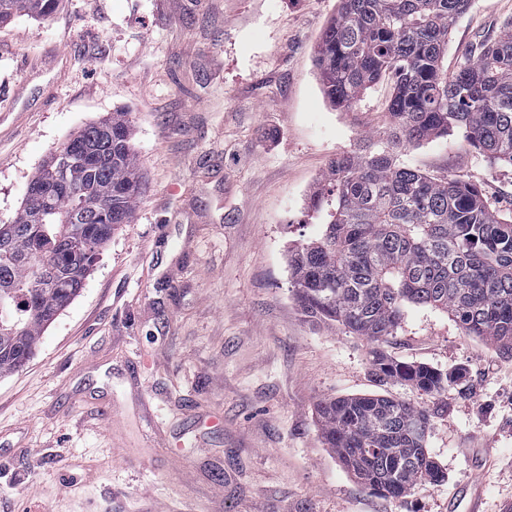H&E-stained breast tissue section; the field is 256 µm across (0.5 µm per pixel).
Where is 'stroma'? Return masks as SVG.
<instances>
[{
    "label": "stroma",
    "mask_w": 512,
    "mask_h": 512,
    "mask_svg": "<svg viewBox=\"0 0 512 512\" xmlns=\"http://www.w3.org/2000/svg\"><path fill=\"white\" fill-rule=\"evenodd\" d=\"M336 0H59L0 24V224L40 166L91 123L126 113L143 182L132 223L79 295L0 375V512H512V351L413 305L394 360L463 369L428 394L378 386L365 337L311 322L289 241L317 235L309 198L336 153L387 123L390 81L347 112L314 51ZM512 19L472 0L449 69ZM512 208V169L453 133L402 150ZM430 414L444 479L398 499L326 448L324 400L375 392Z\"/></svg>",
    "instance_id": "obj_1"
}]
</instances>
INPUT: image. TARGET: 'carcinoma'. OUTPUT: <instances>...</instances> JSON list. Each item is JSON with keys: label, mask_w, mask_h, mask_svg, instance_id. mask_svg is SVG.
Instances as JSON below:
<instances>
[{"label": "carcinoma", "mask_w": 512, "mask_h": 512, "mask_svg": "<svg viewBox=\"0 0 512 512\" xmlns=\"http://www.w3.org/2000/svg\"><path fill=\"white\" fill-rule=\"evenodd\" d=\"M58 0H0V22L49 15ZM472 0H338L315 67L323 94L351 110L394 79L383 136L332 159L311 205L322 234L288 250L302 313L365 337L381 385L438 393L463 372L393 361L376 345L396 334L408 304L448 313L467 336L512 349V208L454 175L436 178L398 150L458 130L464 145L512 168V21L448 73V37ZM71 144L98 152L95 166L59 153L30 184L10 224H0V375L34 354L42 327L78 294L99 248L131 221L142 190L123 112L85 127ZM315 415L324 444L370 491L402 498L437 484L429 413L382 394L325 400Z\"/></svg>", "instance_id": "1"}]
</instances>
